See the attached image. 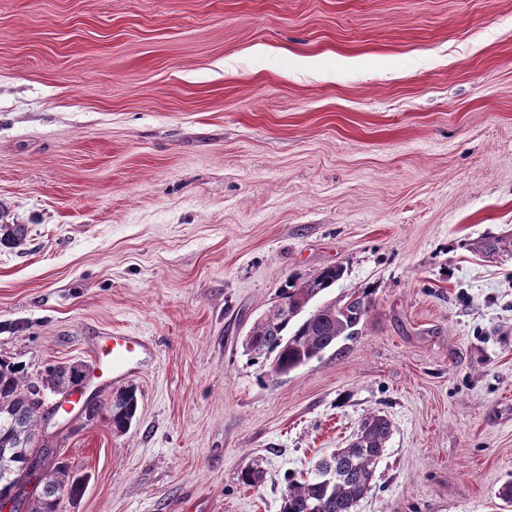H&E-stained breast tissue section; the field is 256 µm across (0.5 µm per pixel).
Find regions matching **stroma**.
Masks as SVG:
<instances>
[{
  "instance_id": "1",
  "label": "stroma",
  "mask_w": 512,
  "mask_h": 512,
  "mask_svg": "<svg viewBox=\"0 0 512 512\" xmlns=\"http://www.w3.org/2000/svg\"><path fill=\"white\" fill-rule=\"evenodd\" d=\"M0 354L152 338L138 415L48 427L64 512H279L363 419L357 512H512V0H0ZM369 290L358 336L266 375L288 276ZM261 472L254 487L240 473ZM474 249L483 255L512 254V233L484 237L473 243Z\"/></svg>"
}]
</instances>
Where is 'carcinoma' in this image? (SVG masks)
Listing matches in <instances>:
<instances>
[{"label":"carcinoma","instance_id":"cac0c4a2","mask_svg":"<svg viewBox=\"0 0 512 512\" xmlns=\"http://www.w3.org/2000/svg\"><path fill=\"white\" fill-rule=\"evenodd\" d=\"M23 224L0 225V247L23 242ZM483 255L512 254V233L484 237L473 243ZM344 269L327 267L306 280L290 277L278 291L269 313L260 317L247 336L246 350L268 366L266 374L278 376L321 357L342 337L359 334L369 313L368 294L356 291L307 307L342 279ZM72 384L67 364L49 366L41 381L28 378L27 365L0 355V498L14 500V512H62L63 502H78L87 477L71 471L54 447L41 442L39 431L48 424L45 409L50 395H64ZM139 409L133 387L123 389L108 405L109 423L118 432L130 428ZM391 422L372 413L343 448L316 464L306 480H288L280 512H356L359 502L375 488L374 473L386 450Z\"/></svg>","mask_w":512,"mask_h":512}]
</instances>
